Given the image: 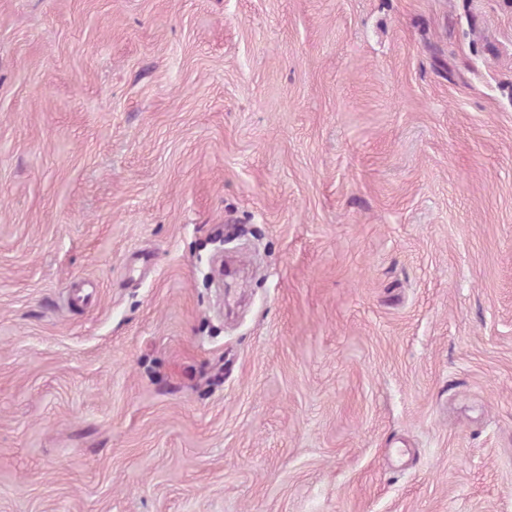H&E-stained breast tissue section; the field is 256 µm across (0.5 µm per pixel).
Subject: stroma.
Returning a JSON list of instances; mask_svg holds the SVG:
<instances>
[{
    "label": "stroma",
    "instance_id": "1",
    "mask_svg": "<svg viewBox=\"0 0 512 512\" xmlns=\"http://www.w3.org/2000/svg\"><path fill=\"white\" fill-rule=\"evenodd\" d=\"M0 512H512V0H0Z\"/></svg>",
    "mask_w": 512,
    "mask_h": 512
}]
</instances>
